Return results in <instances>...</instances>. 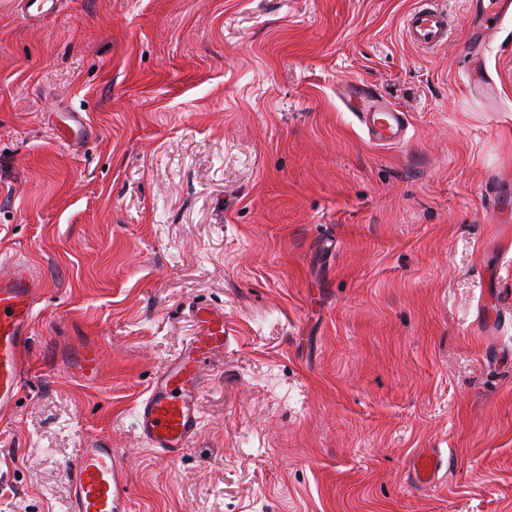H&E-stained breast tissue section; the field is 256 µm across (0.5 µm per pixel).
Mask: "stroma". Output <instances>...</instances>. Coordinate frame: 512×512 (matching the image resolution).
I'll use <instances>...</instances> for the list:
<instances>
[{"instance_id":"obj_1","label":"stroma","mask_w":512,"mask_h":512,"mask_svg":"<svg viewBox=\"0 0 512 512\" xmlns=\"http://www.w3.org/2000/svg\"><path fill=\"white\" fill-rule=\"evenodd\" d=\"M0 0V254L46 286L0 412V512H69L105 437L129 512H512V17L467 88V0ZM356 85L403 112L370 142ZM228 339L182 456L135 409L196 332ZM95 341L74 381L59 355ZM447 465L416 483L412 459ZM404 20V34L413 45L432 49L448 40V14L431 1H418ZM79 380H95L102 370V351L95 344H86L76 353L73 361L65 366Z\"/></svg>"}]
</instances>
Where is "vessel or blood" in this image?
<instances>
[{"mask_svg":"<svg viewBox=\"0 0 512 512\" xmlns=\"http://www.w3.org/2000/svg\"><path fill=\"white\" fill-rule=\"evenodd\" d=\"M479 26L472 35L470 53L476 64L467 74L471 94L492 99L494 88L477 64L488 37L512 8V0H468ZM404 34L413 45L431 49L448 40V15L433 0H422L404 20ZM350 111L369 139L381 147L400 145L408 131L405 112L380 102L358 89L347 97ZM0 265V410L12 407L22 388V354L31 344L38 282L34 269L22 258L5 255ZM197 331L183 351L154 380L147 396L138 404L137 430L140 439L157 453L176 457L194 443L201 419L199 395L210 361L224 351V316L208 308L195 312ZM79 380L97 379L102 370V351L94 344L81 347L67 366ZM442 467L434 454H422L412 462L417 482L433 481ZM70 512H122L119 503L128 494L120 459L105 438L90 440L70 470Z\"/></svg>","mask_w":512,"mask_h":512,"instance_id":"vessel-or-blood-1","label":"vessel or blood"}]
</instances>
